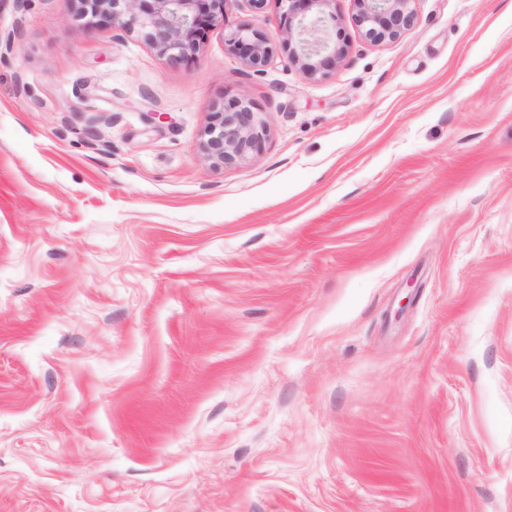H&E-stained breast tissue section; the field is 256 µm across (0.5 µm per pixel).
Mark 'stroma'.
Wrapping results in <instances>:
<instances>
[{
    "instance_id": "1",
    "label": "stroma",
    "mask_w": 512,
    "mask_h": 512,
    "mask_svg": "<svg viewBox=\"0 0 512 512\" xmlns=\"http://www.w3.org/2000/svg\"><path fill=\"white\" fill-rule=\"evenodd\" d=\"M78 7L0 0V512H512V0L313 77ZM266 132L261 112L244 97L233 96L211 113L200 148L214 165H231L259 151Z\"/></svg>"
}]
</instances>
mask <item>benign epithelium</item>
Instances as JSON below:
<instances>
[{"label": "benign epithelium", "mask_w": 512, "mask_h": 512, "mask_svg": "<svg viewBox=\"0 0 512 512\" xmlns=\"http://www.w3.org/2000/svg\"><path fill=\"white\" fill-rule=\"evenodd\" d=\"M81 13L95 23L145 36L150 46L172 65L187 64L208 33L224 21V0H80ZM279 26L289 61L314 76L336 69L347 45L339 41L336 15L327 12L332 0H277ZM356 26L365 40L381 44L399 38L415 22V0H354ZM244 66L261 72L273 56L265 35L251 25L225 38ZM267 125L243 97H229L211 113L200 148L217 166L234 164L261 149Z\"/></svg>", "instance_id": "obj_1"}]
</instances>
